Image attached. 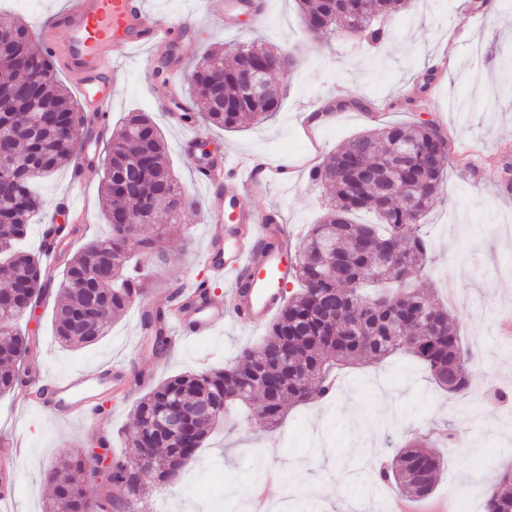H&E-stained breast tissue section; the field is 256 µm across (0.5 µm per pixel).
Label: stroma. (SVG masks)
Masks as SVG:
<instances>
[{
  "instance_id": "35a3bbf8",
  "label": "stroma",
  "mask_w": 512,
  "mask_h": 512,
  "mask_svg": "<svg viewBox=\"0 0 512 512\" xmlns=\"http://www.w3.org/2000/svg\"><path fill=\"white\" fill-rule=\"evenodd\" d=\"M258 19H239L226 28L206 15L205 0H146L164 17L185 20L193 41L185 48L187 66L233 41L258 39L291 54V72L277 76L287 89L277 115L263 123L227 132L196 122L197 153L236 159L252 155L294 165L292 178L261 194L240 198L249 209L284 211L288 226L299 230L318 223L325 196L308 180V170L354 134L390 123L435 121L450 136L451 167L440 198L426 218L429 262L415 279L435 301H450L463 341L483 378L512 391V190H504L499 166L512 162V94L493 108L483 104L489 87L502 83V59L512 50V16L476 0H412L395 15L394 36L372 47L357 36H327L306 31L296 0H266ZM138 52H129L115 70L111 126L127 113H148L160 127L174 170L189 205L178 228L164 234V264L151 267V294L161 296L206 271L203 222L207 192L198 184L192 159L181 149L182 132L155 107L153 74L144 72ZM325 113L307 125V114ZM54 299L27 315L29 332L40 345L25 365L50 378L114 362L147 376L146 383L113 395L96 429L65 423L30 409L26 388L0 396V439L25 442L14 466L16 491L0 512H44L52 486L51 465L76 449L107 438L110 452H124L132 433L135 402L149 385L202 367H221L239 350L259 343L265 327L226 319L212 336L173 341L164 358L144 345L136 309L117 317L95 346H62L53 333ZM467 433L468 446L448 442L440 448L445 467L434 498L462 502L465 512H483L484 492L512 465V407L488 405L480 413L436 390L411 355L348 371L332 400L309 402L289 411L272 432L252 428L244 415H232L208 439L197 458L184 466L165 492L143 475L147 512L169 500L173 512H224L225 500L241 499L254 472L288 471V485L307 504L325 503L327 512H375L394 490L373 486L367 469L347 471L344 458L361 459L370 448L385 456L404 436L430 435L442 424Z\"/></svg>"
}]
</instances>
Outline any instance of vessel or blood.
Returning a JSON list of instances; mask_svg holds the SVG:
<instances>
[{
  "label": "vessel or blood",
  "mask_w": 512,
  "mask_h": 512,
  "mask_svg": "<svg viewBox=\"0 0 512 512\" xmlns=\"http://www.w3.org/2000/svg\"><path fill=\"white\" fill-rule=\"evenodd\" d=\"M68 36L65 46L48 40L53 29ZM43 45L51 57L60 60L79 93L82 112L94 116L100 129H108L112 111L111 67L113 50L159 48L165 52L167 77L154 88L155 105L176 119L183 105L179 91L183 57L180 47L184 27L157 16L144 6V0H67L66 6L38 23ZM97 154L84 147L79 166L71 179V194L62 201L63 209L76 223H85L86 209L77 207L75 196L90 180ZM288 168L253 157H244L227 166L228 179L258 188L272 179L287 180ZM234 191L211 196L205 221L214 229L207 239V254L217 276L232 275L234 285L216 295L209 282L187 283L179 305L170 307L169 329L175 336L198 338L211 335L232 317L246 325L266 323L280 308L283 289L291 276L286 256L292 238L282 212L258 213L237 206ZM129 382L124 367L84 371L53 382L34 377L30 401L50 410L63 421L86 420L96 413L95 394Z\"/></svg>",
  "instance_id": "obj_1"
}]
</instances>
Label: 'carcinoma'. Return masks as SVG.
<instances>
[{
	"label": "carcinoma",
	"instance_id": "cac0c4a2",
	"mask_svg": "<svg viewBox=\"0 0 512 512\" xmlns=\"http://www.w3.org/2000/svg\"><path fill=\"white\" fill-rule=\"evenodd\" d=\"M301 19L311 32L329 27L356 28L373 44L390 39L394 32L383 20L406 7L404 0H297ZM0 32L9 36L0 60V89L19 99H30L46 117L20 127L11 113L0 112V138L13 144L16 166L3 168L12 179L0 195V275L8 282L0 302V395L23 384L22 365L37 348V336L21 331L17 321L59 289L54 310V332L66 346H91L109 330L112 320L146 291L149 275L131 267L137 253L159 265L164 261L159 233L147 228L137 242L121 232L113 217H129L140 203L121 187L131 167L142 161V175L156 191L175 204L183 189L167 154L164 137L144 112H129L112 135L99 167L102 203L111 234L92 240L80 256L65 262L61 275L45 270L43 257L23 250L30 221L42 208L34 180L56 170L70 156L74 143L95 134V120L79 111L67 87L55 73L53 61L33 47L32 31L23 20L4 21ZM258 53L273 70H283L291 57L256 41L239 43L229 58L219 54L199 61L189 80L201 112H186L183 120L235 131L247 120L264 121L279 111L282 96L256 104L236 96L235 74L242 54ZM224 84L230 110L214 98L216 83ZM445 133L432 121L392 124L364 130L331 152L310 169L308 179L328 196L323 221L310 226L303 251L295 262L293 277L299 289L279 309L267 336L246 346L221 369L204 368L175 375L154 386L135 404L136 431L127 438L128 451L113 459L110 481L97 490L86 484V453L66 456L63 471L51 474L50 512H141L139 501L144 469L137 460L152 459L155 482L163 487L181 470L176 456L192 459L209 434L224 422L234 405H250L260 396L261 427L272 428L285 418L288 408L310 400L326 401L335 389L338 371L410 353L424 366L441 390L465 404L478 403L474 375L477 366L462 346V336L448 307L405 284L427 265L428 254L420 222L438 201L450 167L448 148L440 144ZM401 144L418 146L420 154L404 170L402 180L416 195L408 211L399 195L381 192L377 183H362L359 172L377 174L387 169L388 158ZM372 211L376 224L357 223L352 216ZM342 259L333 269L335 257ZM431 314L438 330L423 334L417 315ZM155 327L146 344L155 355L165 354L172 337L163 327L162 312L146 315ZM208 403L214 416L195 423L193 443L176 453L149 427L157 409L168 399ZM443 462L420 437L407 438L396 448L390 465L379 478L410 498H423L434 490ZM485 512H512V470L503 472L485 503Z\"/></svg>",
	"mask_w": 512,
	"mask_h": 512
}]
</instances>
